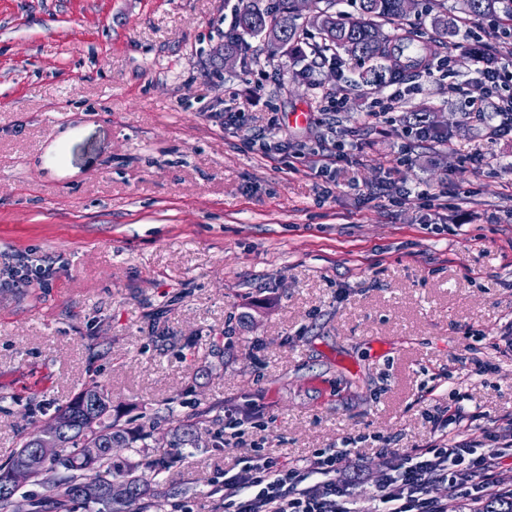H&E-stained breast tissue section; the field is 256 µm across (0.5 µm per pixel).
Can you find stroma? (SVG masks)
<instances>
[{
	"label": "stroma",
	"mask_w": 512,
	"mask_h": 512,
	"mask_svg": "<svg viewBox=\"0 0 512 512\" xmlns=\"http://www.w3.org/2000/svg\"><path fill=\"white\" fill-rule=\"evenodd\" d=\"M238 5L0 0V257L57 269L46 287L0 290V464L92 383L152 430L114 451L121 466L162 456L204 412L200 447L144 473L183 512H224L225 471L257 450L296 461L347 437L339 468L370 502L457 387L474 437L512 418V135L483 118L462 52L496 21L445 0L470 25L435 75L375 86L359 79L372 62L315 57L309 10L293 60L239 36ZM237 36V58L218 60ZM336 86L343 112L320 116L319 90ZM397 89L390 120L365 124ZM420 110L449 144L398 161V121ZM337 138L349 157L323 168ZM424 178L446 187L442 205L366 195ZM474 358L492 370L463 380ZM253 406L243 439H225Z\"/></svg>",
	"instance_id": "stroma-1"
}]
</instances>
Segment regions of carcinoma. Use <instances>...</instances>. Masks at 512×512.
<instances>
[{
	"mask_svg": "<svg viewBox=\"0 0 512 512\" xmlns=\"http://www.w3.org/2000/svg\"><path fill=\"white\" fill-rule=\"evenodd\" d=\"M317 2L325 3L322 11L328 14L320 28V48L341 51L352 59L372 61L396 77L426 70L435 48L443 45L442 39L455 36L458 27L455 17L439 11L437 0H428V9L434 13L432 23L440 39L429 42L417 38L415 26L401 9L400 0H359L360 17L352 22L344 21L340 13L332 11L337 0ZM466 2L469 12L476 17L502 14L512 20V0ZM387 23L397 25L390 36L382 31ZM235 25L245 34L264 37L272 51L288 56L296 51L301 40L293 0H275L265 8L241 0ZM52 420L60 429L58 447L70 448L72 452L58 455L33 470L31 478L46 489V494L28 498L27 512H75L78 506L86 507V512H148L162 507L159 496L142 484L138 470L142 465L159 470L167 461L158 458L122 467L114 465L109 448H130L149 438L150 433L141 427L127 428L120 423V416H112V405L99 386L85 388L59 408ZM196 432L193 424L180 426L172 447L192 446ZM30 447L29 441H23L9 462L0 465V487L8 483L11 468ZM59 466L68 472L67 476H53ZM116 481L126 484L135 499L121 502L110 498L109 487Z\"/></svg>",
	"mask_w": 512,
	"mask_h": 512,
	"instance_id": "obj_1",
	"label": "carcinoma"
}]
</instances>
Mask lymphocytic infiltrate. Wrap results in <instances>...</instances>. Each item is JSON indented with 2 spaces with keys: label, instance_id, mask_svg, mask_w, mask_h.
<instances>
[{
  "label": "lymphocytic infiltrate",
  "instance_id": "obj_1",
  "mask_svg": "<svg viewBox=\"0 0 512 512\" xmlns=\"http://www.w3.org/2000/svg\"><path fill=\"white\" fill-rule=\"evenodd\" d=\"M55 274L52 264L16 255L0 262V288H41ZM464 393L431 417L433 440L407 451L376 482L370 512H481L486 492L512 501V485L499 483L505 459L512 458V419L497 434L470 437L476 413L465 411ZM353 438L339 449H319L299 462L269 453L245 459L224 475V512H369L351 480L337 468ZM447 485L446 495L429 492L433 483Z\"/></svg>",
  "mask_w": 512,
  "mask_h": 512
}]
</instances>
